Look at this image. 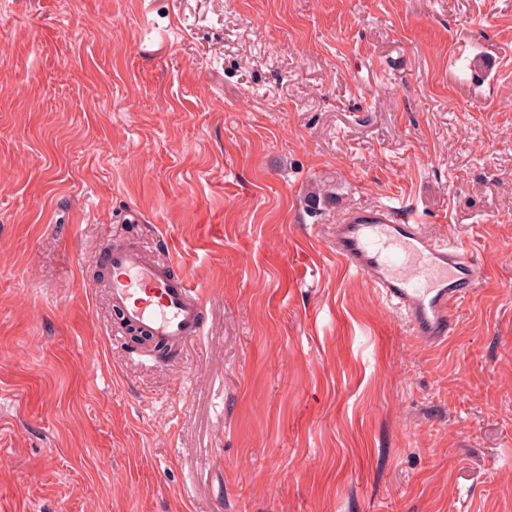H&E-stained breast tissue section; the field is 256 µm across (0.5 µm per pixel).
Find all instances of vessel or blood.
<instances>
[{"label": "vessel or blood", "mask_w": 512, "mask_h": 512, "mask_svg": "<svg viewBox=\"0 0 512 512\" xmlns=\"http://www.w3.org/2000/svg\"><path fill=\"white\" fill-rule=\"evenodd\" d=\"M325 237L346 270L374 288L422 345L447 341L460 305L485 277L473 252L429 236L399 207L354 210L327 225ZM98 262L97 285L121 328L166 345L172 358L187 338L203 335V293L187 276L173 275L172 261L127 247L100 253Z\"/></svg>", "instance_id": "vessel-or-blood-1"}]
</instances>
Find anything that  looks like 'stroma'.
Here are the masks:
<instances>
[{"label":"stroma","instance_id":"1","mask_svg":"<svg viewBox=\"0 0 512 512\" xmlns=\"http://www.w3.org/2000/svg\"><path fill=\"white\" fill-rule=\"evenodd\" d=\"M380 204L487 269L445 345L324 238ZM0 512H512V0H0ZM102 288L120 315L122 329L168 347L165 358H176L187 338L202 336L203 293L186 275L175 276L173 260L150 256L140 247L110 248L97 259Z\"/></svg>","mask_w":512,"mask_h":512}]
</instances>
